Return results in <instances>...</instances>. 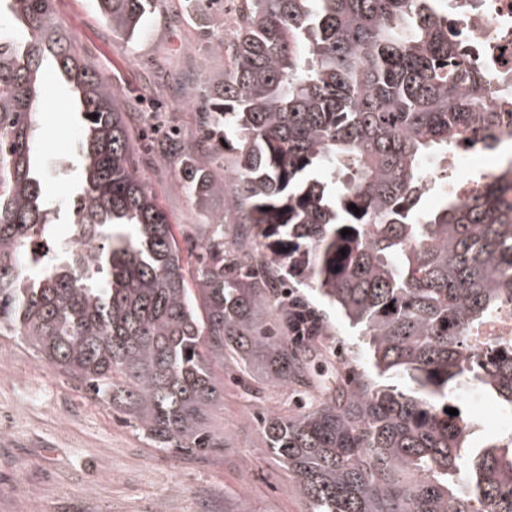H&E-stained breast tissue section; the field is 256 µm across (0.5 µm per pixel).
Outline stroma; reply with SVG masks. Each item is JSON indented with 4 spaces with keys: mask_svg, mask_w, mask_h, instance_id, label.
<instances>
[{
    "mask_svg": "<svg viewBox=\"0 0 512 512\" xmlns=\"http://www.w3.org/2000/svg\"><path fill=\"white\" fill-rule=\"evenodd\" d=\"M59 23L74 37L118 104L137 113L131 133L140 145L139 174L174 224H199L204 211L220 212L212 197L200 209L177 187L178 161L161 162L145 152L147 137L174 132L183 145L200 136L194 105L209 79L228 63L215 45L231 38L235 0H224L222 28L204 12L156 0L155 13L138 35L113 32L99 0H55ZM40 117V167L56 163L48 179L57 208L54 224L29 248L30 259L55 255L81 191L74 155L83 118L74 112L70 88L46 78ZM300 296L325 314L322 349L344 342L355 363L364 351L342 317L308 289ZM291 393L273 386L258 366L240 373L224 365V397L207 417L224 446L208 454L159 448L122 412L90 400L79 384L41 362L17 336L0 335V512H303L290 489L287 469L268 449L260 428L263 413H289Z\"/></svg>",
    "mask_w": 512,
    "mask_h": 512,
    "instance_id": "35a3bbf8",
    "label": "stroma"
}]
</instances>
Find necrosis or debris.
Returning a JSON list of instances; mask_svg holds the SVG:
<instances>
[{"label":"necrosis or debris","instance_id":"4bbe7bcc","mask_svg":"<svg viewBox=\"0 0 512 512\" xmlns=\"http://www.w3.org/2000/svg\"><path fill=\"white\" fill-rule=\"evenodd\" d=\"M448 16L474 56L482 59L493 91L491 109L502 113L503 122L495 151L454 148L435 169L463 183L476 177L496 182L512 163V0H449Z\"/></svg>","mask_w":512,"mask_h":512}]
</instances>
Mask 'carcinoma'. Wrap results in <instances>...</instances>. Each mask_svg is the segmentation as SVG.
<instances>
[{"label":"carcinoma","mask_w":512,"mask_h":512,"mask_svg":"<svg viewBox=\"0 0 512 512\" xmlns=\"http://www.w3.org/2000/svg\"><path fill=\"white\" fill-rule=\"evenodd\" d=\"M52 2L0 0L20 31L0 34V334L157 447L195 453L224 447L205 427L223 396L214 367L260 361L295 395L262 434L306 512H512V434L475 442L457 400L468 387L512 412V340L473 343L512 303V180L448 192L443 177L438 204L420 206L426 162L494 150L501 120L448 0H237L233 38L217 43L230 65L179 164L198 204L222 195L224 211L181 243L139 175L127 113ZM155 2L100 6L129 36ZM48 63L85 116L79 240L35 267L28 245L52 222L33 164ZM228 150L230 190L214 173ZM294 282L342 314L371 362L315 403L316 348L290 333Z\"/></svg>","instance_id":"obj_1"}]
</instances>
